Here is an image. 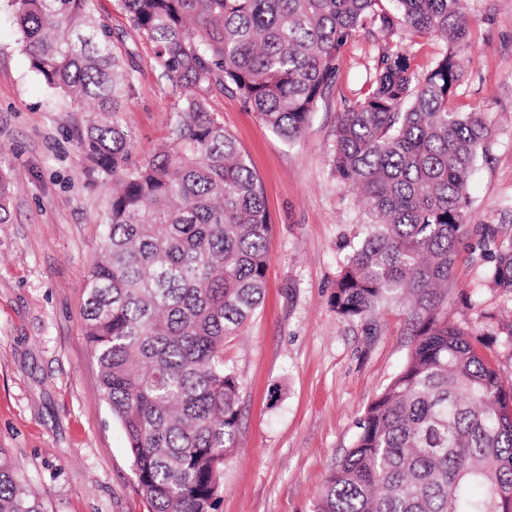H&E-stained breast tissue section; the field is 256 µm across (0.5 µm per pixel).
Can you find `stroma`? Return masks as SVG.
Returning a JSON list of instances; mask_svg holds the SVG:
<instances>
[{
  "label": "stroma",
  "mask_w": 512,
  "mask_h": 512,
  "mask_svg": "<svg viewBox=\"0 0 512 512\" xmlns=\"http://www.w3.org/2000/svg\"><path fill=\"white\" fill-rule=\"evenodd\" d=\"M470 47L457 55L461 111L489 113L496 132L470 181L466 223L512 234V0H465ZM385 37L360 33L336 62L329 104L288 143L228 91L210 105L257 175L273 224L261 307L224 343L240 382L238 447L224 462L212 512H313L351 447L364 408L397 373L414 341L404 311L345 320L331 304L336 276L368 217L331 172L337 115L357 99ZM139 95L126 120L134 161L165 137L171 87L139 42ZM0 0V173L15 190L0 224V451L42 512H151L128 443L99 390L82 329L84 287L99 255L111 183L78 145L83 113L52 112ZM492 248L462 254L448 279V319L483 338L484 354L512 377V292L477 290Z\"/></svg>",
  "instance_id": "stroma-1"
}]
</instances>
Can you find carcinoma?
<instances>
[{
    "label": "carcinoma",
    "mask_w": 512,
    "mask_h": 512,
    "mask_svg": "<svg viewBox=\"0 0 512 512\" xmlns=\"http://www.w3.org/2000/svg\"><path fill=\"white\" fill-rule=\"evenodd\" d=\"M32 70L54 108L90 112L79 146L112 180L84 332L99 389L125 430L153 512H210L235 447L240 382L224 340L261 305L272 232L263 191L210 108L230 88L278 136H303L332 96L336 59L360 30L379 48L359 98L339 113L331 170L359 194L364 238L343 262L332 307L344 319L405 308L416 342L364 410L315 512H512V380L448 323L445 290L471 206L468 184L494 131L453 106L454 48L470 38L464 0H120L116 34L96 0H9ZM447 51L418 77L401 33ZM149 43L175 96L167 136L129 163L125 114ZM10 184L0 177V223ZM481 272L512 290V236ZM0 512H41L0 452Z\"/></svg>",
    "instance_id": "obj_1"
}]
</instances>
